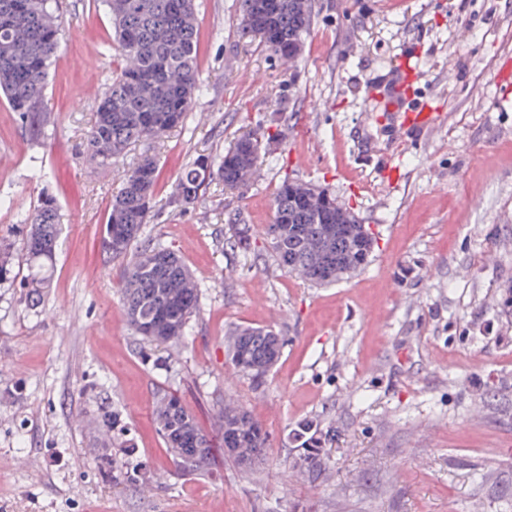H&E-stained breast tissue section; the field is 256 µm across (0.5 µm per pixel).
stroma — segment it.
<instances>
[{
    "label": "stroma",
    "instance_id": "1",
    "mask_svg": "<svg viewBox=\"0 0 512 512\" xmlns=\"http://www.w3.org/2000/svg\"><path fill=\"white\" fill-rule=\"evenodd\" d=\"M197 4L208 90L152 146L160 176L140 237L177 252L199 284L179 344L134 335L120 265L99 246L122 167L141 153L102 168L85 151L87 93L122 64L101 54L112 40L102 0H63L44 135L0 100V194L15 203L0 207V237L16 266L0 282V512H512V107L496 89L512 0H316L289 65L240 37L239 0ZM410 45L424 72L415 94L447 119L403 139L382 85ZM248 132L265 136L261 180L172 206L189 162ZM286 178L325 188L368 229L374 251L354 276L313 286L270 258L263 229ZM45 193L62 226L35 294L15 212ZM233 224L249 225L250 252L226 246ZM236 326L284 339L261 386L227 356ZM167 392L210 432L225 401L242 405L268 433L262 464L178 467L155 422ZM307 422L330 438L316 478L294 464ZM106 459L118 464L109 477Z\"/></svg>",
    "mask_w": 512,
    "mask_h": 512
}]
</instances>
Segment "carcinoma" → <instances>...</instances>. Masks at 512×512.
<instances>
[{
    "label": "carcinoma",
    "mask_w": 512,
    "mask_h": 512,
    "mask_svg": "<svg viewBox=\"0 0 512 512\" xmlns=\"http://www.w3.org/2000/svg\"><path fill=\"white\" fill-rule=\"evenodd\" d=\"M0 0V96L34 133L48 122L47 87L50 69L62 38V0ZM315 0H241L238 29L241 37L256 40L271 53L289 61L304 47ZM112 22V44L125 64L112 73L94 101L95 122L87 133L85 150L102 167L124 158L136 145L147 146L123 173L100 233L101 250L122 260V303L132 330L155 344H177L198 309V289L192 273L174 251L153 246L131 253L132 245L149 222L153 192L159 176L158 160L148 149L170 130L181 126L196 99L204 92L198 66L196 0H105ZM275 35L265 42L262 32ZM259 159V137H239L218 157H199L181 173L170 203L187 207L198 202L214 181L229 190H248ZM309 185L285 179L278 187L273 220L263 235L271 256L281 267L299 271L313 285L328 286L350 277L367 265L374 241L344 204L328 206L304 200ZM28 225L25 261L28 287L48 286L44 271L52 264L59 238L61 213L56 199L39 198L33 209L20 214ZM230 247L251 249L248 225L233 227ZM11 244L0 240V281L10 279ZM228 356L239 373L255 385L263 383L279 359L283 339L267 328L236 327L227 333ZM224 459L256 468L267 447V432L242 406L228 402L217 415ZM156 422L176 462L190 471H203L214 462L216 438L204 430L182 399L172 393L160 397ZM300 468L318 475L326 455L321 438L305 439Z\"/></svg>",
    "instance_id": "obj_1"
}]
</instances>
